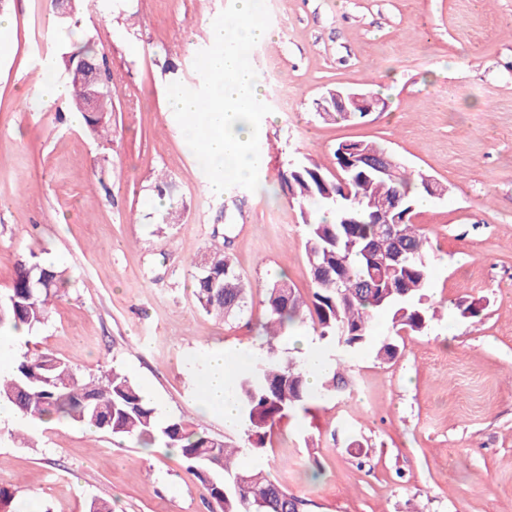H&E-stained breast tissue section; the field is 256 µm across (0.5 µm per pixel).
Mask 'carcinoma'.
Returning a JSON list of instances; mask_svg holds the SVG:
<instances>
[{
	"label": "carcinoma",
	"mask_w": 512,
	"mask_h": 512,
	"mask_svg": "<svg viewBox=\"0 0 512 512\" xmlns=\"http://www.w3.org/2000/svg\"><path fill=\"white\" fill-rule=\"evenodd\" d=\"M79 60L103 66L104 59L89 42L62 57L65 72ZM69 102L73 111L84 112L85 83L69 77ZM112 97L104 98L98 112L85 117L88 130L99 136L110 134ZM363 150L394 163L390 181L369 172L345 171L347 158L342 145L334 150L337 174H327L317 162L305 159L289 164L282 174L301 210L305 229V250L314 257L309 266L311 297L301 299L284 279L269 282L263 304L266 349L233 381L248 446H233L191 429L179 418L163 424L156 408L144 401L138 387L123 373L112 371L102 381L80 379L72 367L55 356L42 353L24 356L7 376H0V400L12 404L28 420L54 417L86 428L125 437L143 445L161 442L180 449L206 493L209 512H248L247 507L262 499V512H305L306 502L261 470L239 467L236 458L264 447L271 428L310 398L303 365L279 349L277 342L295 326L308 324L327 344L346 350L361 347L370 338L375 313L384 312L395 333H420L434 317L428 303V238L412 222L419 183L385 149L361 142ZM349 193H344L341 180ZM396 188L401 195L400 224L393 237L378 233V225L367 218L369 204L385 198ZM373 245L380 255L400 248L404 260L395 268L381 269L366 251ZM193 294L198 307L221 319L243 314L248 307L247 284L224 246L212 245L195 264ZM66 286L62 272L43 264L35 253L22 261L13 288L0 298V328L29 331L40 328L49 317L54 299ZM342 359L324 375L322 388L336 389L342 381Z\"/></svg>",
	"instance_id": "carcinoma-1"
}]
</instances>
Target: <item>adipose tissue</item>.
<instances>
[{
    "label": "adipose tissue",
    "instance_id": "adipose-tissue-1",
    "mask_svg": "<svg viewBox=\"0 0 512 512\" xmlns=\"http://www.w3.org/2000/svg\"><path fill=\"white\" fill-rule=\"evenodd\" d=\"M258 10V0H235L234 23L212 26L215 49L205 58L212 77L206 96L180 91L169 99L173 111L192 116L186 137L199 153L215 162L211 189L217 194L223 193L226 179L249 178L265 164L263 156L250 148L258 133L254 114L262 82L242 58L245 46L271 37L268 28L254 22ZM244 367L242 353L217 348L209 353L206 367L197 378L204 410L220 416L228 427L241 422L231 379Z\"/></svg>",
    "mask_w": 512,
    "mask_h": 512
}]
</instances>
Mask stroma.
I'll list each match as a JSON object with an SVG mask.
<instances>
[{"instance_id":"stroma-1","label":"stroma","mask_w":512,"mask_h":512,"mask_svg":"<svg viewBox=\"0 0 512 512\" xmlns=\"http://www.w3.org/2000/svg\"><path fill=\"white\" fill-rule=\"evenodd\" d=\"M234 0H81L73 30L49 0H9L0 48V295L36 254L69 282L48 322L17 356L50 353L84 377L119 369L164 419L243 446L244 427L198 407L208 351L260 342L264 286L311 283L300 207L281 180L289 160L334 169L346 140L387 147L413 173L443 184L414 211L426 233L428 301L439 315L394 334L379 315L346 352L348 387L316 391L241 456L308 502V512H512V0H268L256 20L270 40L245 47L263 73L253 150L267 165L223 195L170 112L174 89L200 93L209 27ZM103 53L114 92L112 138L74 124L66 98L45 102L43 70L72 43ZM332 90L371 92L383 111L323 120ZM168 177L174 194H160ZM180 215L162 223L165 212ZM223 244L250 285L249 306L222 321L196 306L193 265ZM479 303V317L461 306ZM399 347L388 361L376 350ZM19 512H208L180 454L58 420L29 432L0 427V486Z\"/></svg>"}]
</instances>
